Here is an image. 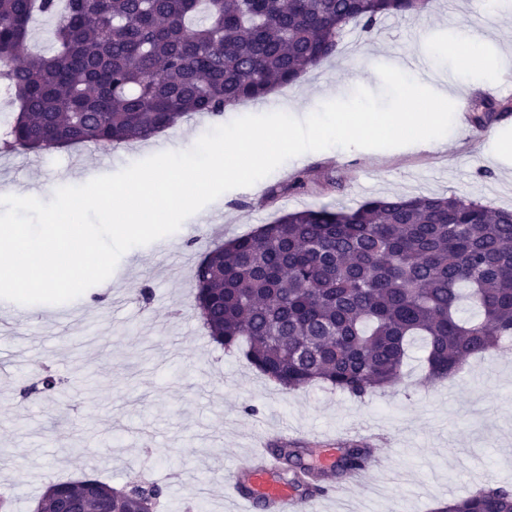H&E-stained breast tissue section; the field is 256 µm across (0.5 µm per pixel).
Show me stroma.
I'll use <instances>...</instances> for the list:
<instances>
[{
	"label": "stroma",
	"instance_id": "obj_1",
	"mask_svg": "<svg viewBox=\"0 0 512 512\" xmlns=\"http://www.w3.org/2000/svg\"><path fill=\"white\" fill-rule=\"evenodd\" d=\"M464 24L485 27L484 57L512 44V18L490 25L484 0H434L419 16L389 17L374 30L352 29L340 52L295 85L237 115L276 111L279 100L318 109L328 88L348 98L380 92L376 65L412 58L453 74L452 101L486 83L512 81L502 67H464L435 59L428 43L453 40ZM376 48L373 65L364 48ZM195 114L154 139L116 147L81 145L47 153L0 152V187L31 188L50 201L63 185H81L157 154L158 144L194 145L215 127ZM333 170L341 191L290 194L264 206L265 188L292 172ZM458 195L512 209V117L484 131L465 127L441 149L369 150L300 155L252 186L236 188L188 217L180 229L131 248L106 281L63 304H0V494L13 512H35L45 486L94 475L115 487L147 479L164 489L160 512H226L225 469L253 448L291 441L324 448L360 440L381 449V474L327 502L322 512H433L440 501L490 482L512 486V342L482 360H466L450 381L421 385V347L403 379L365 398L318 385L284 391L240 352L213 342L194 313L193 275L212 243L231 239L283 212L328 205L351 209L380 197ZM149 288L142 299L140 288ZM108 303H99V296ZM51 372L50 394L20 401L19 390Z\"/></svg>",
	"mask_w": 512,
	"mask_h": 512
}]
</instances>
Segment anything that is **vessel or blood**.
Returning <instances> with one entry per match:
<instances>
[{"instance_id":"1","label":"vessel or blood","mask_w":512,"mask_h":512,"mask_svg":"<svg viewBox=\"0 0 512 512\" xmlns=\"http://www.w3.org/2000/svg\"><path fill=\"white\" fill-rule=\"evenodd\" d=\"M336 449L319 451L318 470L324 476L327 495H335L334 458ZM224 485L232 498L242 504V512H316L319 495H301L293 483L280 475V463L270 449L250 454L243 464L225 472Z\"/></svg>"}]
</instances>
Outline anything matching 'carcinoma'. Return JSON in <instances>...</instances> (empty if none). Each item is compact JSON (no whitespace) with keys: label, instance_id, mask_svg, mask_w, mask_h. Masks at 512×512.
I'll return each instance as SVG.
<instances>
[{"label":"carcinoma","instance_id":"cac0c4a2","mask_svg":"<svg viewBox=\"0 0 512 512\" xmlns=\"http://www.w3.org/2000/svg\"><path fill=\"white\" fill-rule=\"evenodd\" d=\"M431 0H0V86L16 105L0 148L42 152L147 141L179 121L224 113L293 85L336 55L349 26L430 8ZM57 19V50L24 55L35 15ZM512 102L480 98L483 130ZM317 194L311 171L269 186L268 204ZM209 336L286 391L327 384L356 398L392 385L410 342L426 378L443 380L512 336V210L456 195L384 197L354 210L287 212L215 244L194 274ZM479 311L460 318L464 303ZM302 448L275 454L303 494L322 491ZM374 449L351 443L336 479ZM154 482L117 489L97 478L48 485L39 512H141ZM435 512H512V489L484 485Z\"/></svg>","mask_w":512,"mask_h":512}]
</instances>
